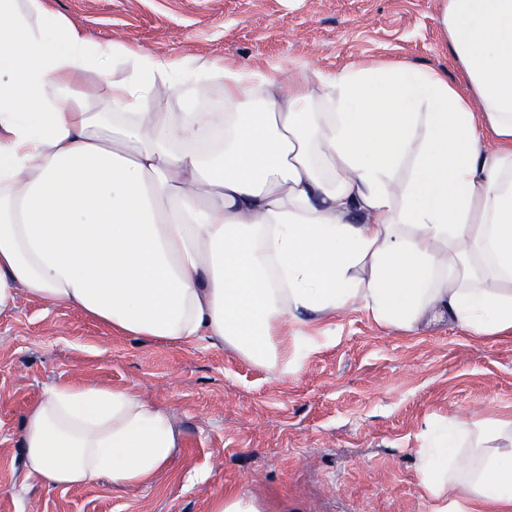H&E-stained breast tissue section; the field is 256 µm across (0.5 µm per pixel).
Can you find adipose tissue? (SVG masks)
<instances>
[{"label": "adipose tissue", "instance_id": "1", "mask_svg": "<svg viewBox=\"0 0 512 512\" xmlns=\"http://www.w3.org/2000/svg\"><path fill=\"white\" fill-rule=\"evenodd\" d=\"M463 83L407 61L185 59L0 0V312L17 291L114 333L213 339L284 379L362 309L512 332V0H437ZM287 79H280V72ZM217 85L223 106L200 109ZM176 112H156L158 95ZM512 423L428 426L430 512H512ZM47 483H148L174 448L128 389L58 382L25 414Z\"/></svg>", "mask_w": 512, "mask_h": 512}]
</instances>
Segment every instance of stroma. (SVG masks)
I'll list each match as a JSON object with an SVG mask.
<instances>
[{
	"label": "stroma",
	"mask_w": 512,
	"mask_h": 512,
	"mask_svg": "<svg viewBox=\"0 0 512 512\" xmlns=\"http://www.w3.org/2000/svg\"><path fill=\"white\" fill-rule=\"evenodd\" d=\"M92 41L139 44L201 67L302 59L325 74L405 59L461 75L436 0H52ZM278 379L224 343L118 336L80 310L18 291L0 313V512H208L237 492L264 512H430L414 450L428 425L512 419V334L445 318L416 333L361 309ZM125 387L162 408L171 464L150 484L45 483L21 446L27 410L59 381Z\"/></svg>",
	"instance_id": "35a3bbf8"
}]
</instances>
